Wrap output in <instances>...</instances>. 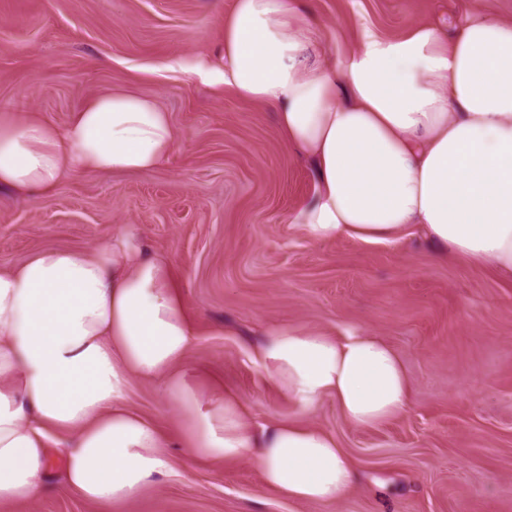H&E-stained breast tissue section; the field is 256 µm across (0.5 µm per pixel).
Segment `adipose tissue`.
<instances>
[{
  "instance_id": "ef3b65f1",
  "label": "adipose tissue",
  "mask_w": 512,
  "mask_h": 512,
  "mask_svg": "<svg viewBox=\"0 0 512 512\" xmlns=\"http://www.w3.org/2000/svg\"><path fill=\"white\" fill-rule=\"evenodd\" d=\"M297 0H233L215 76L273 108L284 146L311 168L289 216L323 243L422 236L512 276V19L484 11L453 29L422 22L398 39L365 35L346 54ZM177 146L153 99L116 91L56 125L0 114V190L50 193L68 173L140 172ZM195 316L170 265L133 230L92 251L47 248L0 272V501L45 493L52 435L70 439L64 480L85 501L135 499L169 467L168 434L125 400L130 378L161 380L183 414L188 454L252 459L294 500L330 503L358 480L336 440L303 422L327 397L353 425L410 405L399 353L372 333L285 322L252 347L297 417L258 424L235 395L202 388L188 365Z\"/></svg>"
}]
</instances>
